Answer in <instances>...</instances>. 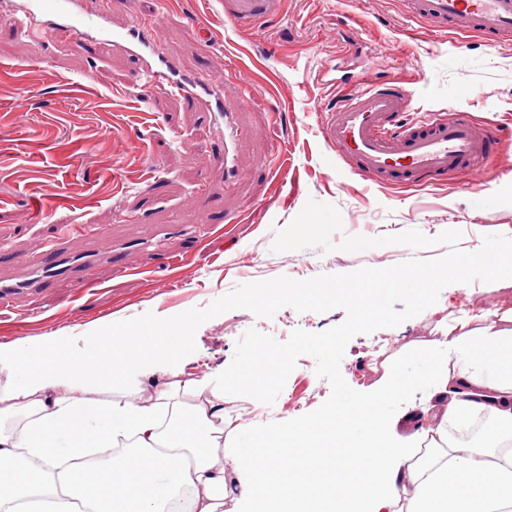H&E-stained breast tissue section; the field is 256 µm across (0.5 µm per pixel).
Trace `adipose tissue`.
Instances as JSON below:
<instances>
[{
  "label": "adipose tissue",
  "mask_w": 512,
  "mask_h": 512,
  "mask_svg": "<svg viewBox=\"0 0 512 512\" xmlns=\"http://www.w3.org/2000/svg\"><path fill=\"white\" fill-rule=\"evenodd\" d=\"M460 319L424 366L400 373L360 400L352 426L360 444L349 452L356 478L329 496L260 482L236 449L225 447L224 386L182 378L177 359L191 338L174 325L177 345L135 337L97 336L76 357L61 339L47 340L36 368L33 341L0 345V401L13 400L21 422L0 428V512H512V329L466 330ZM159 376L145 390L143 380ZM446 397L425 454L398 444L375 421V408L400 406L419 381ZM105 387L112 396L91 399ZM196 395L189 420L171 425L179 394ZM489 417L491 442L448 444L464 415ZM222 462H215L216 449Z\"/></svg>",
  "instance_id": "adipose-tissue-1"
}]
</instances>
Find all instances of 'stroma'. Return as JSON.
Wrapping results in <instances>:
<instances>
[{"label": "stroma", "mask_w": 512, "mask_h": 512, "mask_svg": "<svg viewBox=\"0 0 512 512\" xmlns=\"http://www.w3.org/2000/svg\"><path fill=\"white\" fill-rule=\"evenodd\" d=\"M22 2L0 6V103L27 102L23 115L0 111V248L6 252L0 278L36 269L44 245L79 261L108 248L114 262L99 269L96 290L65 278L17 297L11 310L0 313L2 345L42 336L80 339L148 312L168 318L206 307L240 285L279 276L306 280L448 251L444 244L340 250L349 236L417 229L434 237L457 230L461 248L471 252L484 236H512V140L503 142L498 165L479 175L378 186L360 180L326 148L317 112L333 84L368 70L406 80L409 120L451 108L479 125L512 129V37L492 43L430 33L405 14L401 0H283L256 31L234 28L224 17V0H112L113 25L162 17V49L183 69L242 64L238 83L251 93L235 103L251 135L239 147L243 182L230 192L219 161L224 132L205 112L149 87L125 55L103 50L92 58L63 35L31 41L17 23ZM36 57L47 79L26 73ZM258 68L272 77L271 91L253 88ZM116 86L126 89L124 98H113ZM270 111L286 116L280 137L291 166L281 188L265 172L270 143L263 123ZM311 199L341 213L333 251L273 252L277 230ZM64 224L72 225L70 235H61ZM217 224L229 225V233L214 232ZM173 256L181 261L180 271L168 266ZM476 298L492 302V310L473 306ZM510 309L512 281L449 285L435 305L399 326L353 337L341 373L353 389L373 391L399 362L426 361L432 341L455 317L471 316L477 331ZM345 317L341 309L301 313L289 306L270 318L241 308L226 311L197 329L185 371L198 378L220 374L249 329L283 342L294 330L322 332ZM315 367L314 358L300 357L270 406L225 396V417L236 425L245 415L255 426L315 410L331 393ZM426 391L418 386L406 410H379V423L412 448L424 447L423 434L432 424L422 410ZM290 398L301 402V410L287 407Z\"/></svg>", "instance_id": "35a3bbf8"}]
</instances>
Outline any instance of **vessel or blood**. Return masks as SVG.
<instances>
[{
  "mask_svg": "<svg viewBox=\"0 0 512 512\" xmlns=\"http://www.w3.org/2000/svg\"><path fill=\"white\" fill-rule=\"evenodd\" d=\"M411 18L435 31L488 39L512 36V0H403ZM281 0H224L225 16L238 28L253 30L273 15ZM26 33L33 40L57 30L73 37L92 54L109 45L140 63L149 84L173 93L194 105L217 96L221 85L212 73H175L161 58L153 42L145 39L139 24L113 26L111 10L91 13L78 0H27ZM410 94L401 81H383L363 75L351 87L340 86L336 98L321 109L320 134L325 146L350 170L372 183L412 186L425 179L443 180L468 172L477 174L498 154L493 145L498 135L478 130L464 112H434L420 124L405 120ZM211 119L224 122V183L240 179L236 162L238 139L245 129L236 112L210 110ZM281 113L266 115L273 143L268 168L280 175L288 167V150L280 138ZM71 261L55 249H45L38 269L19 282L0 281V311L10 309L16 294L41 288L48 275L66 277Z\"/></svg>",
  "mask_w": 512,
  "mask_h": 512,
  "instance_id": "b4317fda",
  "label": "vessel or blood"
}]
</instances>
